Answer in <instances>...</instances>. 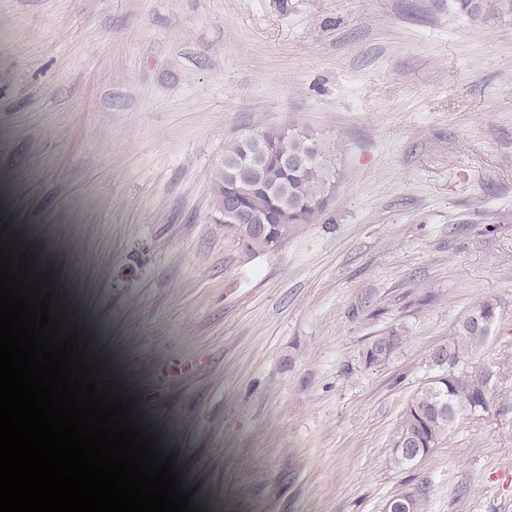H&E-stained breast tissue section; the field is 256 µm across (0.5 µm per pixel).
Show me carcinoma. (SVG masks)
<instances>
[{
  "label": "carcinoma",
  "mask_w": 512,
  "mask_h": 512,
  "mask_svg": "<svg viewBox=\"0 0 512 512\" xmlns=\"http://www.w3.org/2000/svg\"><path fill=\"white\" fill-rule=\"evenodd\" d=\"M473 15L512 12V0H461ZM245 180L253 190L248 207L259 212L288 209V223L275 236L283 240L294 224H311L323 213L335 187L336 167L326 142L307 128H258L224 142V159L213 183V207L224 206L226 188ZM487 332L471 320L460 325L445 348L456 372L429 386L414 401L422 416L404 417L397 440L438 442L464 415L481 406L491 380L477 362ZM405 330L391 329L374 340L367 362L385 363L403 343Z\"/></svg>",
  "instance_id": "cac0c4a2"
}]
</instances>
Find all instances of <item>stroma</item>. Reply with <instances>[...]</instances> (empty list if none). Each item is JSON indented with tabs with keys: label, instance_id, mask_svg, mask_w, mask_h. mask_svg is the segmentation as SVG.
I'll list each match as a JSON object with an SVG mask.
<instances>
[{
	"label": "stroma",
	"instance_id": "stroma-1",
	"mask_svg": "<svg viewBox=\"0 0 512 512\" xmlns=\"http://www.w3.org/2000/svg\"><path fill=\"white\" fill-rule=\"evenodd\" d=\"M263 126L317 133L336 182L252 253L212 186ZM0 228L199 512H512V14L0 0ZM487 298L488 410L397 465L430 352ZM405 337V330L402 327L393 328L384 336H380L370 345L372 350L367 353V362L371 364L387 362L403 343Z\"/></svg>",
	"mask_w": 512,
	"mask_h": 512
}]
</instances>
